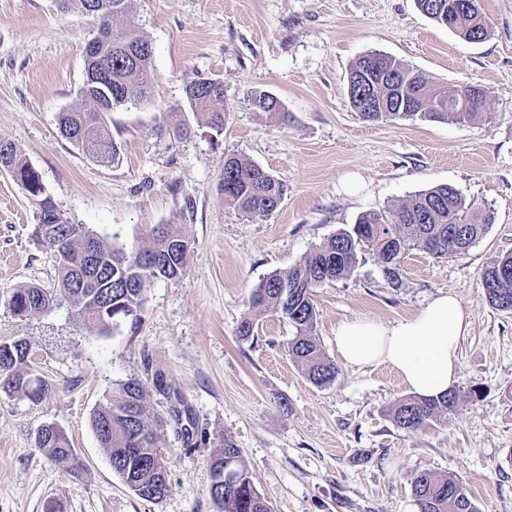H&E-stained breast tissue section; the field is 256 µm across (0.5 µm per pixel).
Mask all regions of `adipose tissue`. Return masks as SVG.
Masks as SVG:
<instances>
[{
  "instance_id": "ef3b65f1",
  "label": "adipose tissue",
  "mask_w": 512,
  "mask_h": 512,
  "mask_svg": "<svg viewBox=\"0 0 512 512\" xmlns=\"http://www.w3.org/2000/svg\"><path fill=\"white\" fill-rule=\"evenodd\" d=\"M468 326L469 316L460 299L442 293L391 324L367 317L340 323L336 350L355 367L389 366L411 393L437 398L457 381L459 343Z\"/></svg>"
}]
</instances>
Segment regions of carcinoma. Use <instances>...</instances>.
<instances>
[{
	"label": "carcinoma",
	"mask_w": 512,
	"mask_h": 512,
	"mask_svg": "<svg viewBox=\"0 0 512 512\" xmlns=\"http://www.w3.org/2000/svg\"><path fill=\"white\" fill-rule=\"evenodd\" d=\"M56 2L63 12L78 5L98 17L105 29L104 36L86 53L85 78L79 90L85 107L61 114L60 133L92 157L113 162L119 158V148L111 138L106 116L131 102L150 101L155 82L151 43L131 21L112 24L127 17L128 0ZM416 4L430 19L467 40L480 42L488 36L479 0H416ZM347 81L354 109L371 122L452 119L462 123L477 119L486 107L480 85L466 82L453 89L443 88L384 53L359 57L351 65ZM185 94L190 110L201 114L210 128L224 127L223 83L200 79L190 83ZM257 97L266 103L253 106L255 111H281L277 98L261 91L251 94V98ZM450 99L465 100L466 111L448 110ZM1 167L9 169L30 196L40 199L34 236L58 259L56 290L37 286L15 289L9 303L14 314L41 313L66 300L85 323L104 333L136 315L156 281H177L185 274L191 241L172 225L150 228L146 246L117 247L83 224L66 223L44 195L39 174L14 145H9L8 154L0 158ZM286 193L285 183L259 165L236 155L224 157V201L242 212L268 214ZM470 211L471 206L454 187L438 185L398 205L388 216L365 213L356 224L314 247L299 263L263 280L252 290L250 305L287 319L295 329L288 343L289 356L313 384H330L336 378V366L316 337L315 289L350 277L363 249L377 256L386 280L394 287L401 283V262L409 249L438 258L466 253L492 223L491 215L478 220ZM482 286L493 307L512 311L511 253L483 271ZM11 343L13 354L0 355V390L39 404L51 393V384L28 367L30 343L24 338ZM144 396L141 379L127 380L119 397L97 408L91 423L102 447L112 455L113 471L124 483L138 485V497L153 501L170 491L166 456L158 445V431L166 421L149 413ZM459 400L454 390L440 398L408 395L398 400L390 415L398 428L414 432L443 421ZM35 442L49 460L67 464L69 473L82 470L83 463L63 430L38 433ZM210 472V497L219 512H271L242 464L240 448L231 439H224L223 450L211 458ZM411 485L418 512H479L460 479L452 474L423 472Z\"/></svg>",
	"instance_id": "1"
}]
</instances>
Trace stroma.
I'll return each mask as SVG.
<instances>
[{
    "instance_id": "obj_1",
    "label": "stroma",
    "mask_w": 512,
    "mask_h": 512,
    "mask_svg": "<svg viewBox=\"0 0 512 512\" xmlns=\"http://www.w3.org/2000/svg\"><path fill=\"white\" fill-rule=\"evenodd\" d=\"M489 34L468 42L423 15L415 0H130L129 16L152 45L149 103L111 113L120 148L102 162L59 132L61 112L81 107L84 47L100 22L54 0H0V141L39 173L63 219L116 246L170 224L192 242L180 281H159L137 319L102 333L63 302L14 315V289L57 285L56 257L33 230L39 204L0 172V342L27 339L31 369L52 385L39 404L0 391V512H216L209 459L225 439L242 450L254 487L273 512H417L422 472L453 474L480 512H512V312L492 307L481 273L512 253V0H480ZM395 56L430 81L479 84L477 121L369 122L353 109L347 72L360 56ZM224 84V129L195 120L185 88ZM272 93L287 119L253 111L252 90ZM192 126L178 136L179 122ZM246 158L288 187L262 217L224 200V157ZM439 184L474 213L491 212L485 236L463 255L413 249L392 286L371 251L347 279L317 288L316 335L337 376L312 384L290 358L295 330L251 308L262 280L366 212L390 214ZM441 292L457 295L470 326L460 342L458 406L415 432L389 412L408 388L388 367L339 360L337 326L391 323ZM252 319L253 332L239 327ZM175 391L146 386L145 405L197 421L206 437L184 448L174 425L159 432L170 491L137 497L115 474L91 424L100 404L145 369ZM57 424L83 460L80 475L49 461L37 430Z\"/></svg>"
}]
</instances>
